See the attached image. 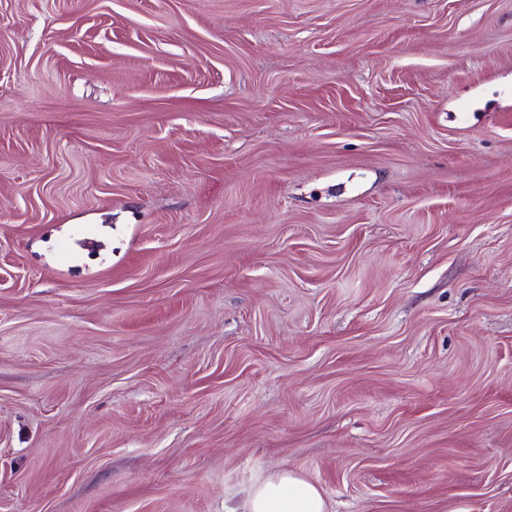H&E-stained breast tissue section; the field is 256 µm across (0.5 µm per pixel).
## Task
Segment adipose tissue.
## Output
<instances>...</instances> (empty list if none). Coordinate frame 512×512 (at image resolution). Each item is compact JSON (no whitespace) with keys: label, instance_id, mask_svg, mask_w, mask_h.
I'll list each match as a JSON object with an SVG mask.
<instances>
[{"label":"adipose tissue","instance_id":"obj_1","mask_svg":"<svg viewBox=\"0 0 512 512\" xmlns=\"http://www.w3.org/2000/svg\"><path fill=\"white\" fill-rule=\"evenodd\" d=\"M225 512H329L323 490L290 470L269 474Z\"/></svg>","mask_w":512,"mask_h":512}]
</instances>
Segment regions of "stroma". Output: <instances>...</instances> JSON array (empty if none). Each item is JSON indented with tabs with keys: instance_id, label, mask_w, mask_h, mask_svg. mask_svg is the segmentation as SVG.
<instances>
[{
	"instance_id": "stroma-1",
	"label": "stroma",
	"mask_w": 512,
	"mask_h": 512,
	"mask_svg": "<svg viewBox=\"0 0 512 512\" xmlns=\"http://www.w3.org/2000/svg\"><path fill=\"white\" fill-rule=\"evenodd\" d=\"M281 468L512 512V0H0V512Z\"/></svg>"
}]
</instances>
